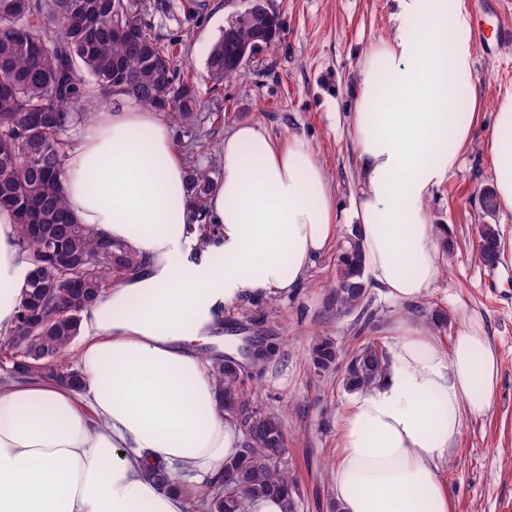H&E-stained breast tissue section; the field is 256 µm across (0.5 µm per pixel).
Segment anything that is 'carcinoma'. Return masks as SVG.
Here are the masks:
<instances>
[{
    "label": "carcinoma",
    "instance_id": "cac0c4a2",
    "mask_svg": "<svg viewBox=\"0 0 512 512\" xmlns=\"http://www.w3.org/2000/svg\"><path fill=\"white\" fill-rule=\"evenodd\" d=\"M144 0H0V208L16 219L17 242L29 271L13 328L0 334V378L11 382L42 379L77 388L80 368L70 357L81 334V314L142 266L137 253L68 214L60 174L65 164L68 131L90 119L88 83L102 101L112 98V79L120 78V99L164 112L183 122L197 117L198 97L192 82L180 77L175 57L144 22ZM276 40L254 38L248 25L226 24L206 58L209 78L217 85L241 75L239 50L248 45L255 56ZM191 202L205 216L211 171L189 167ZM55 242L57 257L44 253ZM479 256L487 265L499 257L498 231L489 222L477 225ZM370 283L356 234L342 242L336 275L327 299L338 319L361 311ZM448 316L427 314L435 334ZM310 362L317 370L337 367L343 356L330 336L313 343ZM388 364L386 349L374 339L349 356L343 374L348 391L378 384ZM224 413L243 428L240 452L225 465L224 475L208 487L194 512H248L252 499L283 497V512H298L296 484L278 459L288 452L279 415L252 402L241 370L221 359L213 367ZM149 475L165 490L186 492L166 468Z\"/></svg>",
    "mask_w": 512,
    "mask_h": 512
}]
</instances>
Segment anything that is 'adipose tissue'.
I'll use <instances>...</instances> for the list:
<instances>
[{"mask_svg":"<svg viewBox=\"0 0 512 512\" xmlns=\"http://www.w3.org/2000/svg\"><path fill=\"white\" fill-rule=\"evenodd\" d=\"M394 36L365 52L351 134L360 161L352 218L368 280L388 299H424L441 273L447 229L426 202L459 166L479 96L466 0H398ZM502 220L512 219V89L488 144ZM222 177L198 216L163 113L98 111L67 153L73 219L139 254L145 267L81 315V391L48 380L0 390V512H187L146 466L213 482L239 451L220 406L213 354L224 309L300 288L335 238L334 191L303 137L257 123L224 137ZM15 217L0 209V332L8 333L28 263ZM388 367L353 391L337 424L333 477L341 512H453L437 463L465 418L486 417L500 362L478 323L443 348L422 320L391 321Z\"/></svg>","mask_w":512,"mask_h":512,"instance_id":"obj_1","label":"adipose tissue"}]
</instances>
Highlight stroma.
<instances>
[{
  "mask_svg": "<svg viewBox=\"0 0 512 512\" xmlns=\"http://www.w3.org/2000/svg\"><path fill=\"white\" fill-rule=\"evenodd\" d=\"M474 41L473 83L482 107L460 167L427 201L433 223L450 225L439 254L442 272L408 312L422 317L441 309L448 326L439 336L451 346L462 326L479 322L499 353L501 384L487 417L466 419L440 466L454 512H512V266L484 264L476 250V226L487 220L481 192L492 184L487 141L498 98L512 88V42L499 41L512 23V0H468ZM281 23L275 45L251 58L240 78L213 86L205 60L227 18L232 0H147L145 21L162 45L173 46L181 76L192 80L206 120L180 134L213 174L218 153L236 125L256 122L275 138H307L333 185L343 222L351 229L350 200L357 190L359 161L349 114L358 62L375 40L396 30L397 0H266ZM336 247L316 259L302 288L271 299H248L224 310V345L260 347L261 360L242 363L245 385L258 406L279 413L288 437L285 467L296 480L299 512H330L336 499L333 467L336 432L349 391L341 370L318 372L308 363L315 336H333L344 350L367 337L390 345L388 325L399 306L370 288L363 315L331 318L325 302L332 288Z\"/></svg>",
  "mask_w": 512,
  "mask_h": 512,
  "instance_id": "1",
  "label": "stroma"
}]
</instances>
